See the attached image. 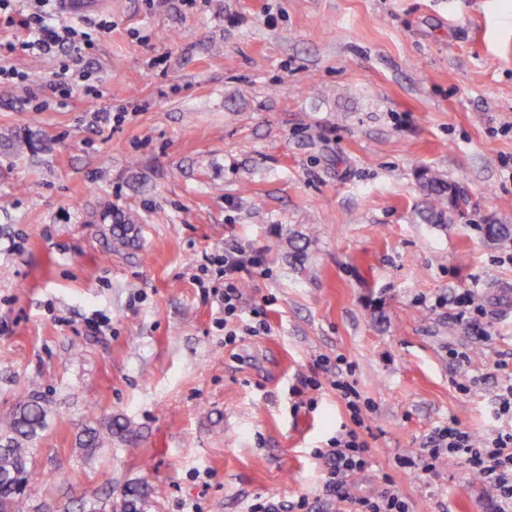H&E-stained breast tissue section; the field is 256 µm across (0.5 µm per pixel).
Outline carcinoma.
Here are the masks:
<instances>
[{"label":"carcinoma","mask_w":512,"mask_h":512,"mask_svg":"<svg viewBox=\"0 0 512 512\" xmlns=\"http://www.w3.org/2000/svg\"><path fill=\"white\" fill-rule=\"evenodd\" d=\"M429 205L423 215L426 221L442 222L450 209L460 205L455 187L443 177L425 170L419 175ZM132 232L130 224H114L111 228L113 246L129 245ZM47 425V410L35 400H26L14 410L5 424V440L0 445V512H19V502L26 493L33 473L28 466L26 444L35 440ZM126 439L132 436L128 422L119 419L109 421L102 428L88 427L83 430L80 447L93 451L104 445L105 436ZM143 490L137 484H127L122 491L119 512H141Z\"/></svg>","instance_id":"carcinoma-1"}]
</instances>
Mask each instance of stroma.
Segmentation results:
<instances>
[{
    "label": "stroma",
    "instance_id": "stroma-1",
    "mask_svg": "<svg viewBox=\"0 0 512 512\" xmlns=\"http://www.w3.org/2000/svg\"><path fill=\"white\" fill-rule=\"evenodd\" d=\"M100 16L97 100L49 103L57 59L0 58L40 74L0 85V421L32 396L48 409L20 512H88L127 483L143 512L302 496L336 512L315 451L350 422L339 356L370 403L350 493L388 473L409 512H497L463 465L395 458L451 415L487 437L512 382V312L478 344L450 304L512 289V241L483 231L512 224V0H107ZM425 169L460 189L447 224L420 219ZM107 211L133 216L130 246L113 249ZM234 244L265 256L242 291L269 330L238 320L229 343L207 266ZM305 379L320 387L297 409ZM117 418L134 439L80 448Z\"/></svg>",
    "mask_w": 512,
    "mask_h": 512
}]
</instances>
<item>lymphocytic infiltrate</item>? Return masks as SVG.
Instances as JSON below:
<instances>
[{
  "label": "lymphocytic infiltrate",
  "mask_w": 512,
  "mask_h": 512,
  "mask_svg": "<svg viewBox=\"0 0 512 512\" xmlns=\"http://www.w3.org/2000/svg\"><path fill=\"white\" fill-rule=\"evenodd\" d=\"M56 10V0H22L21 6L13 9L4 22L26 30L27 38L18 45L8 44L7 49L11 52L19 49L35 57L59 58V66L48 86L59 100H66L72 85L80 83L84 84L90 99L100 98L101 91L91 84V74L83 61L87 49L94 45L96 38L110 33L112 24L100 19L86 21L81 27L53 25L47 17ZM217 264V274L224 280V289L215 299L224 313L225 322L230 323L243 313L240 273L264 274L265 260L262 253L235 246L226 249ZM352 376V363L337 358L331 386L344 403L352 426L337 436L330 448L320 453L330 466L327 488L345 504L346 512H408L407 502L392 476H385L384 489L373 497H355L345 490L348 478L365 470L371 458L370 448L363 437L366 402ZM447 461L464 465L488 484L496 493L499 512H512V426L479 439L464 430L452 416L436 428L420 453L396 457L398 467L407 471H431Z\"/></svg>",
  "instance_id": "obj_1"
}]
</instances>
